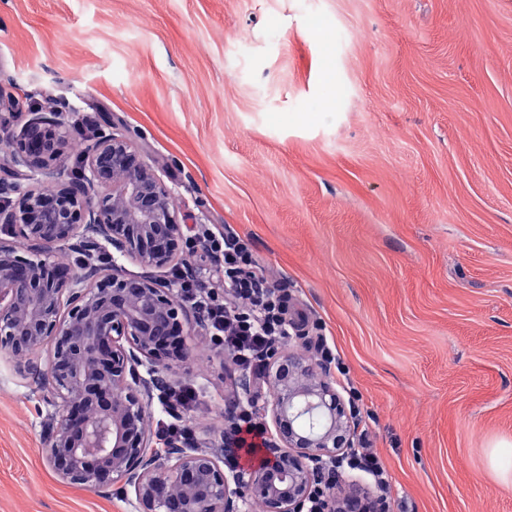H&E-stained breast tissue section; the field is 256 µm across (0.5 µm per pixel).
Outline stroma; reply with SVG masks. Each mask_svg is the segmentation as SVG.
Returning a JSON list of instances; mask_svg holds the SVG:
<instances>
[{
    "mask_svg": "<svg viewBox=\"0 0 512 512\" xmlns=\"http://www.w3.org/2000/svg\"><path fill=\"white\" fill-rule=\"evenodd\" d=\"M56 113L112 122L185 235L228 226L288 293L290 352L357 392L390 512H512V0H0V168ZM193 440L259 396L193 325ZM50 412L0 355V512H135L61 482Z\"/></svg>",
    "mask_w": 512,
    "mask_h": 512,
    "instance_id": "obj_1",
    "label": "stroma"
}]
</instances>
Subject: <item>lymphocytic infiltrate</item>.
<instances>
[{"label": "lymphocytic infiltrate", "mask_w": 512, "mask_h": 512, "mask_svg": "<svg viewBox=\"0 0 512 512\" xmlns=\"http://www.w3.org/2000/svg\"><path fill=\"white\" fill-rule=\"evenodd\" d=\"M188 263L208 259L213 284L184 273L179 277L180 301L201 314L210 344L232 355L246 374L261 376L275 346L287 344L288 295L272 283L253 255L249 239L232 228L206 225L185 241ZM225 458L239 467L240 453L265 445L267 430L253 411L238 408L228 433Z\"/></svg>", "instance_id": "f902f5d3"}]
</instances>
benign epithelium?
Segmentation results:
<instances>
[{"label": "benign epithelium", "instance_id": "1", "mask_svg": "<svg viewBox=\"0 0 512 512\" xmlns=\"http://www.w3.org/2000/svg\"><path fill=\"white\" fill-rule=\"evenodd\" d=\"M109 127L71 167L65 124L55 113L34 118L12 138L14 179H0V223L21 242L0 241V352L54 408L41 431L49 466L64 483L133 493L137 512H233L234 497L242 512H308L315 464L351 450L354 430L305 357L274 356L268 405L278 440L259 467L226 471L209 448L178 436L157 450L142 388L168 386L161 372L189 359L187 308L176 281L111 274L97 260L116 252L163 269L180 253L182 227L171 190ZM386 510L357 481L327 507Z\"/></svg>", "mask_w": 512, "mask_h": 512}]
</instances>
